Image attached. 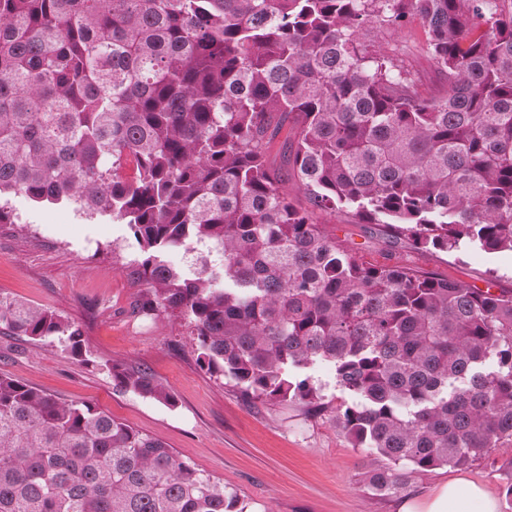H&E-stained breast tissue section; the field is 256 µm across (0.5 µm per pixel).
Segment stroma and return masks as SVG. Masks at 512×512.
I'll list each match as a JSON object with an SVG mask.
<instances>
[{
	"label": "stroma",
	"instance_id": "35a3bbf8",
	"mask_svg": "<svg viewBox=\"0 0 512 512\" xmlns=\"http://www.w3.org/2000/svg\"><path fill=\"white\" fill-rule=\"evenodd\" d=\"M378 42L410 71L423 96L442 91L419 20L381 31ZM8 208L14 221L0 224V294L74 322L88 359L74 358L56 341L0 335V374L63 401L91 402L159 438L180 459L236 492L247 512H397L403 502L423 500L456 479L483 487L499 512H512L497 450L468 469L415 474L403 492L377 495L363 474L384 465V458L351 447L332 411L251 401L199 368L192 326L183 315L134 314L142 285L132 270L140 248L126 225L71 206L38 208L20 195L9 196ZM313 220L369 263L398 262L476 288L512 289L511 252L446 255L394 247L349 208L317 210ZM111 360L149 368L174 392L177 406L116 388L107 366Z\"/></svg>",
	"mask_w": 512,
	"mask_h": 512
}]
</instances>
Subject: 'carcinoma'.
I'll list each match as a JSON object with an SVG mask.
<instances>
[{
  "label": "carcinoma",
  "instance_id": "1",
  "mask_svg": "<svg viewBox=\"0 0 512 512\" xmlns=\"http://www.w3.org/2000/svg\"><path fill=\"white\" fill-rule=\"evenodd\" d=\"M506 0H0V198L75 205L128 226L139 314L177 310L197 364L253 401L324 408L411 474L512 448V290L371 265L288 200L265 150L314 207H351L417 251L512 252V6ZM446 90L424 97L376 50L410 18ZM132 168L133 174L126 173ZM202 246L192 271L163 259ZM56 339L59 314L0 294V335ZM125 391L169 407L145 367ZM0 512H244L220 480L89 402L0 374ZM293 140V133L291 131V126L287 122H285L280 128L279 132L272 140L269 149L266 153V159L268 165L281 173L284 174L286 178L287 167L284 163V152L288 143H291ZM315 380L323 388V393L327 396V399L333 400V406H336L341 399L346 398V395L336 386V381L331 368L327 366L317 367L313 372Z\"/></svg>",
  "mask_w": 512,
  "mask_h": 512
}]
</instances>
